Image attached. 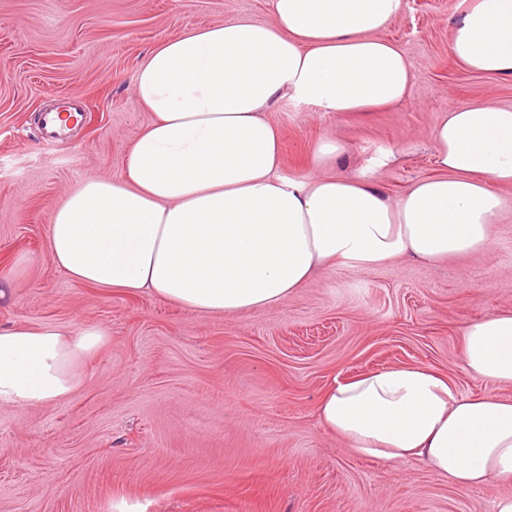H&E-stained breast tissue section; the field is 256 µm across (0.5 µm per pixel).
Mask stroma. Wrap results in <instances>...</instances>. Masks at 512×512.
Wrapping results in <instances>:
<instances>
[{"label":"stroma","instance_id":"35a3bbf8","mask_svg":"<svg viewBox=\"0 0 512 512\" xmlns=\"http://www.w3.org/2000/svg\"><path fill=\"white\" fill-rule=\"evenodd\" d=\"M460 0H403L383 38L407 55L409 96L373 112L280 100L285 176L329 172L398 197L435 171L432 131L449 105L512 106V77L474 74L448 51ZM228 19L267 22L269 0H0V323L100 326L83 384L54 406L0 407V512H493L506 486L466 488L408 460L354 454L318 422L333 379L399 365L447 375L464 395L512 398L461 359L466 322L512 311V212L491 252L318 271L279 307L201 315L93 288L51 266L48 229L84 178L120 179L152 120L136 71L165 39ZM71 94L77 142H43L38 112Z\"/></svg>","mask_w":512,"mask_h":512}]
</instances>
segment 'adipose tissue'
<instances>
[{"mask_svg":"<svg viewBox=\"0 0 512 512\" xmlns=\"http://www.w3.org/2000/svg\"><path fill=\"white\" fill-rule=\"evenodd\" d=\"M402 0H270L272 23L228 20L154 48L134 93L153 115L126 177L85 178L56 210L48 257L71 279L148 293L202 314L274 307L324 266L436 263L488 251L512 186V106L452 105L432 132L436 174L389 198L367 181L281 175V135L264 112L288 99L367 112L405 99L414 73L380 33ZM449 51L466 69L512 75V0H462ZM98 326L0 325V405L46 407L82 385ZM466 371L512 385V311L467 322ZM322 427L361 457L415 460L449 483L512 484V399L471 397L406 365L331 383Z\"/></svg>","mask_w":512,"mask_h":512,"instance_id":"obj_1","label":"adipose tissue"}]
</instances>
